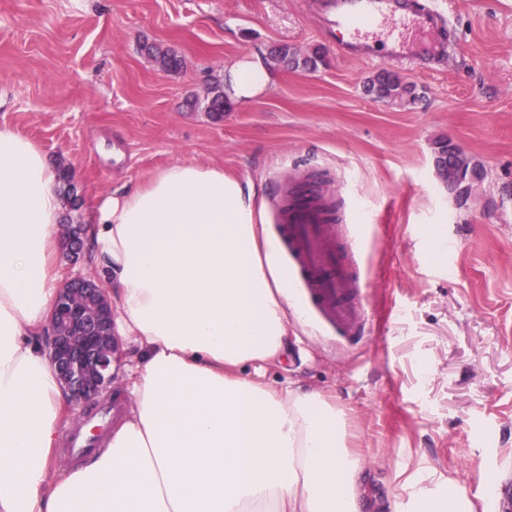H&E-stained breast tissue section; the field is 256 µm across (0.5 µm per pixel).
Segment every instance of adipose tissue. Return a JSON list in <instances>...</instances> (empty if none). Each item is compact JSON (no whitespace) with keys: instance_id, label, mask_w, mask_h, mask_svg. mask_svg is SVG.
Segmentation results:
<instances>
[{"instance_id":"ef3b65f1","label":"adipose tissue","mask_w":512,"mask_h":512,"mask_svg":"<svg viewBox=\"0 0 512 512\" xmlns=\"http://www.w3.org/2000/svg\"><path fill=\"white\" fill-rule=\"evenodd\" d=\"M270 83L253 56L225 73L224 92L250 99ZM63 210L43 149L0 126V512H361L365 459L344 411L246 373L278 359L290 322L306 319L255 194L186 162L90 207L89 273L139 360L105 447L50 478L71 407L47 354Z\"/></svg>"}]
</instances>
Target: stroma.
<instances>
[{
    "instance_id": "stroma-1",
    "label": "stroma",
    "mask_w": 512,
    "mask_h": 512,
    "mask_svg": "<svg viewBox=\"0 0 512 512\" xmlns=\"http://www.w3.org/2000/svg\"><path fill=\"white\" fill-rule=\"evenodd\" d=\"M340 0H0V126L35 140L61 182L62 223L179 161L223 167L257 191L276 234L275 182L336 180V214L363 253L366 338L340 346L310 323L286 357L249 367L276 389L322 392L361 449L362 512H410L455 481L475 504L512 481V0H449L457 44L402 38L388 22L360 46L326 29ZM405 41L407 59L376 58ZM183 60L163 70L145 48ZM283 46L316 68L273 61ZM272 86L206 112L209 86L240 59ZM396 74L414 98L369 86ZM445 138L482 167L461 199L438 177ZM454 243L428 257V237Z\"/></svg>"
}]
</instances>
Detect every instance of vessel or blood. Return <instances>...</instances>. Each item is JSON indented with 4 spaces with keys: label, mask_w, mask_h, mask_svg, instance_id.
<instances>
[{
    "label": "vessel or blood",
    "mask_w": 512,
    "mask_h": 512,
    "mask_svg": "<svg viewBox=\"0 0 512 512\" xmlns=\"http://www.w3.org/2000/svg\"><path fill=\"white\" fill-rule=\"evenodd\" d=\"M406 7L417 26L438 32L442 43L456 41L455 30L434 0H408ZM397 0H344L331 27L360 34L378 20H395ZM336 193L321 189L298 200L281 188L275 222L279 226L280 253L288 261V275L310 321L332 330L351 343L363 339L365 312L355 286L359 253L346 249L334 226Z\"/></svg>",
    "instance_id": "vessel-or-blood-1"
}]
</instances>
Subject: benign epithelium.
I'll use <instances>...</instances> for the list:
<instances>
[{
  "label": "benign epithelium",
  "instance_id": "1",
  "mask_svg": "<svg viewBox=\"0 0 512 512\" xmlns=\"http://www.w3.org/2000/svg\"><path fill=\"white\" fill-rule=\"evenodd\" d=\"M84 238V225L69 227V253L80 254ZM90 294L100 297L93 310L83 303ZM47 351L71 400L77 404L94 400L112 383L116 353L112 309L106 291L93 280L74 277L60 289L52 311Z\"/></svg>",
  "mask_w": 512,
  "mask_h": 512
}]
</instances>
